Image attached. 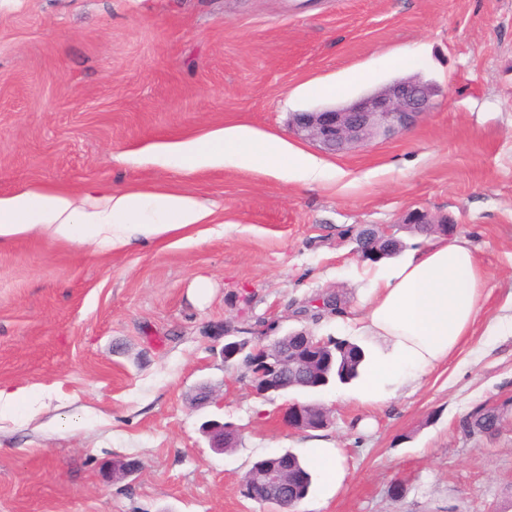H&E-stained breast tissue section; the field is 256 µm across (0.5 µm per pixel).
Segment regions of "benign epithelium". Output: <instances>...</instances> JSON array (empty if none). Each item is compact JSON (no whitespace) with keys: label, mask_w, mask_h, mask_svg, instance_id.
Listing matches in <instances>:
<instances>
[{"label":"benign epithelium","mask_w":512,"mask_h":512,"mask_svg":"<svg viewBox=\"0 0 512 512\" xmlns=\"http://www.w3.org/2000/svg\"><path fill=\"white\" fill-rule=\"evenodd\" d=\"M436 89L417 76L395 80L341 106L312 111L293 112L289 125L295 134L336 154L364 146L376 140H388L415 127L433 107ZM402 229H421L442 236L453 235L456 227L443 218L423 210H414L404 224H390L381 230H364L355 237L356 253L363 261L372 263L398 255L404 248L398 232ZM329 343L316 340L305 329H294L278 336L269 346L250 345L230 336L224 337V362L231 363L250 354L247 360L252 389L258 395L279 394L289 388L288 377L307 378L318 361L332 364L336 354L324 355ZM283 419L293 429H308L306 406L294 402L287 405ZM209 447L222 453L237 447L239 434L233 427L209 420L202 427ZM293 478L277 463L263 468L257 476L262 496L254 497L260 504L278 503L281 512L292 510L290 494Z\"/></svg>","instance_id":"1"}]
</instances>
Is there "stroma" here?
Wrapping results in <instances>:
<instances>
[{"label": "stroma", "instance_id": "1", "mask_svg": "<svg viewBox=\"0 0 512 512\" xmlns=\"http://www.w3.org/2000/svg\"><path fill=\"white\" fill-rule=\"evenodd\" d=\"M406 56V68L392 65ZM365 79H356V72ZM434 84L413 129L341 154L293 112L402 77ZM342 87L329 97L322 90ZM231 125L281 137L331 179L158 164L154 147ZM175 192L213 214L187 232L101 249L35 229L0 244V512H272L252 464L323 438L343 477L297 512H512V335L475 333L379 405L356 384L260 397L225 334L292 329L363 344L370 262L357 228L448 217L485 270L482 321L512 293V0H0V196ZM336 291V312L303 306ZM216 401L195 406L200 386ZM329 409L319 432L283 408ZM499 408L492 436L464 423ZM238 430L213 452L201 431ZM140 470H114L128 461ZM314 402H304V403H290L287 405L283 412V419L287 423V425L293 429L298 430H309L308 420L306 417V406L303 404L309 405L308 410H311L314 415H319V410L312 404ZM209 439V448L224 454V448H236L239 434L233 427L217 420H209L202 427Z\"/></svg>", "mask_w": 512, "mask_h": 512}]
</instances>
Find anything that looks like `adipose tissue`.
I'll list each match as a JSON object with an SVG mask.
<instances>
[{
  "label": "adipose tissue",
  "instance_id": "obj_1",
  "mask_svg": "<svg viewBox=\"0 0 512 512\" xmlns=\"http://www.w3.org/2000/svg\"><path fill=\"white\" fill-rule=\"evenodd\" d=\"M159 163L185 171L243 167L282 172L317 183L325 170L313 158L292 154L282 139L245 125L160 147ZM210 209L177 193H113L103 199L24 190L0 197V243L41 229L86 244L125 243L139 234L159 237L203 223ZM486 274L471 242L441 238L410 252L399 264L376 268L357 330L373 342L356 397L376 404L443 364L478 321Z\"/></svg>",
  "mask_w": 512,
  "mask_h": 512
}]
</instances>
